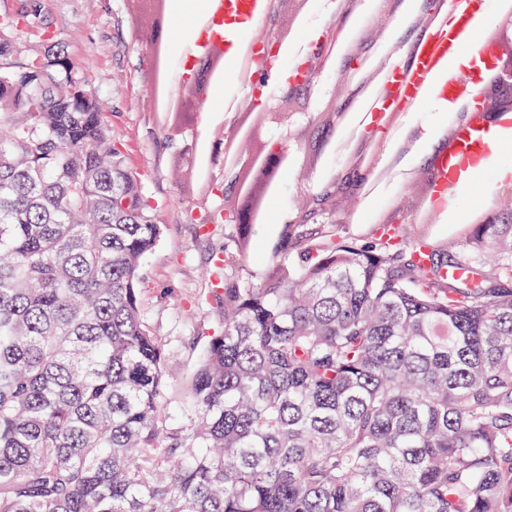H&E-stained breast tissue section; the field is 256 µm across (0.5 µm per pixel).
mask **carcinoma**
Listing matches in <instances>:
<instances>
[{
	"instance_id": "carcinoma-1",
	"label": "carcinoma",
	"mask_w": 512,
	"mask_h": 512,
	"mask_svg": "<svg viewBox=\"0 0 512 512\" xmlns=\"http://www.w3.org/2000/svg\"><path fill=\"white\" fill-rule=\"evenodd\" d=\"M24 29L55 41L35 0L0 16V512H512V190L454 253L401 225L343 240L313 202L258 282L234 225L174 387L139 288L164 225Z\"/></svg>"
}]
</instances>
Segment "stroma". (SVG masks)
I'll list each match as a JSON object with an SVG mask.
<instances>
[{
    "instance_id": "1",
    "label": "stroma",
    "mask_w": 512,
    "mask_h": 512,
    "mask_svg": "<svg viewBox=\"0 0 512 512\" xmlns=\"http://www.w3.org/2000/svg\"><path fill=\"white\" fill-rule=\"evenodd\" d=\"M170 3V19L163 28L177 54L190 23L206 13L209 0ZM42 9L57 35L58 52L72 62L76 78L104 101L106 120L122 143L129 167L141 175L147 193L158 204L164 235L143 260L142 309L172 355L168 367L172 384L190 376L207 332L219 321L220 307L210 295L206 271L212 253L224 246V227L187 223L185 213L224 205L223 195L211 194L209 185L230 184L232 174L211 166L202 178L197 170L200 157H212L214 142L223 132L248 127L247 141L254 156L275 142L288 145V175L269 198L265 221L252 233L243 272L252 281L264 274L265 259L276 248L283 226L295 221L296 200L319 194L324 185L334 187L328 219L335 222L341 237L367 236L377 221L385 219L387 202L403 190L409 194V204L401 224L436 247L459 237L474 209L493 196L502 170L512 169V139H507L498 147L495 165L479 172L453 211L441 222H421L429 159L448 115L430 105L408 113L403 126L388 133L387 150L406 138L415 149L398 158L395 182L385 192L368 196L356 182L359 171L350 159L364 149V142L356 135L346 152L336 148V135L349 124L351 113H340L331 135L317 134L321 113L336 99L339 82L349 75L355 82H365L375 65L374 60L358 58L350 46L326 60L320 79L298 96L294 111H286L273 88L269 94L275 99V116H262L259 123L246 126L244 91L228 72L209 98V125H202L192 111L179 113L176 123L170 124L162 122L155 110V75L145 37L153 15L142 0H42ZM329 30L350 44L365 36L363 27L342 18L337 0H288L280 17V31L288 42L281 51L294 60L304 57Z\"/></svg>"
}]
</instances>
